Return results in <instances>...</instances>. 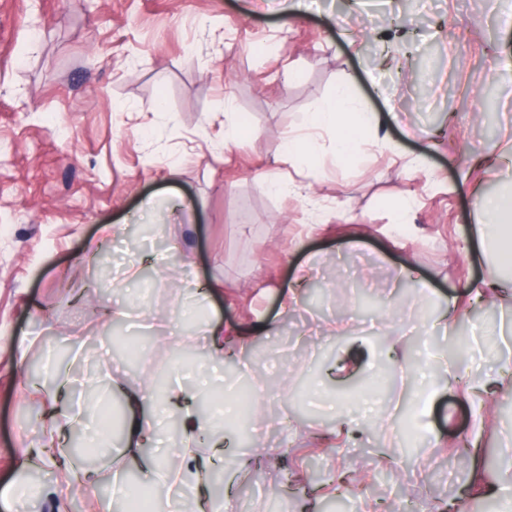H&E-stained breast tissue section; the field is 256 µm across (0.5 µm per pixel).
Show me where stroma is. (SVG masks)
I'll return each instance as SVG.
<instances>
[{"instance_id":"stroma-1","label":"stroma","mask_w":512,"mask_h":512,"mask_svg":"<svg viewBox=\"0 0 512 512\" xmlns=\"http://www.w3.org/2000/svg\"><path fill=\"white\" fill-rule=\"evenodd\" d=\"M499 62L512 63V0H302L294 16L280 0H0V490L22 476L62 489L64 504L0 512H101L115 473L133 467L108 443L85 490L79 468L32 457L54 367L102 369L117 326L103 308L118 302L170 330H140L132 386L178 373L199 390L212 363L189 321L251 337L214 382L236 393L230 376L244 370L266 390L252 420L224 424L214 512H386L407 492L420 512H512L498 491L512 307L470 296L512 279L476 242V195L512 191V170L493 161L512 146ZM343 82L381 118L368 153L337 160L329 131L318 160H288L286 136ZM237 120L247 131L226 143ZM385 140L422 165L394 164ZM106 224L123 236L104 237ZM146 253L165 254L177 277L118 285L117 262ZM323 280L343 293L283 309L295 286ZM448 300L456 320L442 328ZM353 350L370 366L334 372ZM469 380L501 401L475 423ZM343 407L354 434L336 429ZM304 430L327 466L369 471L368 484L340 505L296 484ZM258 437L292 449L268 468L239 465ZM466 442L477 452L464 465Z\"/></svg>"}]
</instances>
